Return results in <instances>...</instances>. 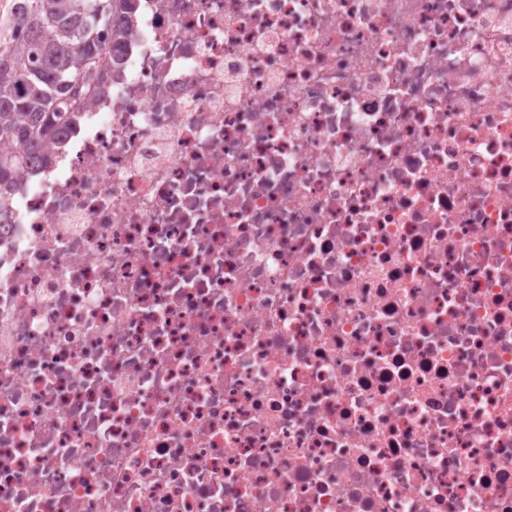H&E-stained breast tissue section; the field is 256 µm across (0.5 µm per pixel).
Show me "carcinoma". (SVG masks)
Instances as JSON below:
<instances>
[{"label": "carcinoma", "mask_w": 512, "mask_h": 512, "mask_svg": "<svg viewBox=\"0 0 512 512\" xmlns=\"http://www.w3.org/2000/svg\"><path fill=\"white\" fill-rule=\"evenodd\" d=\"M0 18V194L17 190L27 161L57 138L96 70L87 61L120 37L112 10L128 0H23Z\"/></svg>", "instance_id": "1"}]
</instances>
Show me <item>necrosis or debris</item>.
Masks as SVG:
<instances>
[{"instance_id": "1", "label": "necrosis or debris", "mask_w": 512, "mask_h": 512, "mask_svg": "<svg viewBox=\"0 0 512 512\" xmlns=\"http://www.w3.org/2000/svg\"><path fill=\"white\" fill-rule=\"evenodd\" d=\"M0 224V512H512V0H135Z\"/></svg>"}]
</instances>
